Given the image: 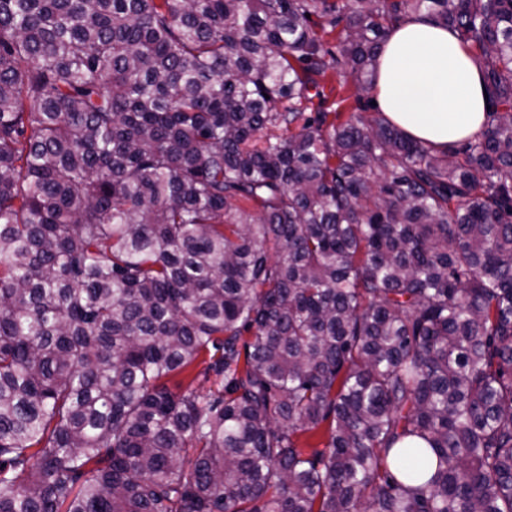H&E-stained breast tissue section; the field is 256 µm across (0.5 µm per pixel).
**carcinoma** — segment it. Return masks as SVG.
Returning <instances> with one entry per match:
<instances>
[{"label":"carcinoma","mask_w":512,"mask_h":512,"mask_svg":"<svg viewBox=\"0 0 512 512\" xmlns=\"http://www.w3.org/2000/svg\"><path fill=\"white\" fill-rule=\"evenodd\" d=\"M421 13L445 151L344 106ZM0 512H512V0H0Z\"/></svg>","instance_id":"cac0c4a2"}]
</instances>
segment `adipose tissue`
I'll return each mask as SVG.
<instances>
[{"mask_svg":"<svg viewBox=\"0 0 512 512\" xmlns=\"http://www.w3.org/2000/svg\"><path fill=\"white\" fill-rule=\"evenodd\" d=\"M482 73L456 33L413 15L388 34L375 92L382 112L412 137L439 149L467 140L488 120Z\"/></svg>","mask_w":512,"mask_h":512,"instance_id":"1","label":"adipose tissue"}]
</instances>
